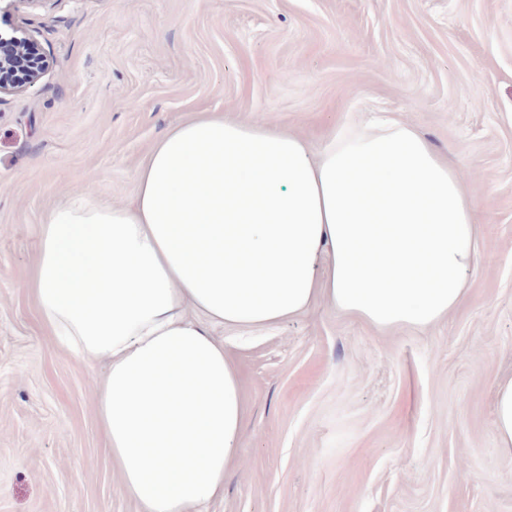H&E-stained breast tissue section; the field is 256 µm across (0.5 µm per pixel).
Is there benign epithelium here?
<instances>
[{"instance_id": "1", "label": "benign epithelium", "mask_w": 512, "mask_h": 512, "mask_svg": "<svg viewBox=\"0 0 512 512\" xmlns=\"http://www.w3.org/2000/svg\"><path fill=\"white\" fill-rule=\"evenodd\" d=\"M49 66L48 55L32 34L0 33V96L20 92L36 83Z\"/></svg>"}]
</instances>
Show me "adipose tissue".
I'll return each mask as SVG.
<instances>
[{
  "label": "adipose tissue",
  "mask_w": 512,
  "mask_h": 512,
  "mask_svg": "<svg viewBox=\"0 0 512 512\" xmlns=\"http://www.w3.org/2000/svg\"><path fill=\"white\" fill-rule=\"evenodd\" d=\"M482 228L457 167L396 119L297 135L204 113L160 136L123 205L70 199L28 286L55 344L108 365L96 389L140 512H206L246 427L216 325L265 328L316 300L381 331L466 297Z\"/></svg>",
  "instance_id": "adipose-tissue-1"
}]
</instances>
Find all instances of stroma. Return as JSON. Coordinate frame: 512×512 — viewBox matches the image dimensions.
Masks as SVG:
<instances>
[{"mask_svg": "<svg viewBox=\"0 0 512 512\" xmlns=\"http://www.w3.org/2000/svg\"><path fill=\"white\" fill-rule=\"evenodd\" d=\"M52 66L0 97V512H139L98 421L94 365L26 289L56 203L121 205L153 143L201 112L303 137L415 126L476 198L464 304L379 331L325 302L248 343L214 326L246 427L210 512H512L493 431L512 376V0H0Z\"/></svg>", "mask_w": 512, "mask_h": 512, "instance_id": "obj_1", "label": "stroma"}]
</instances>
